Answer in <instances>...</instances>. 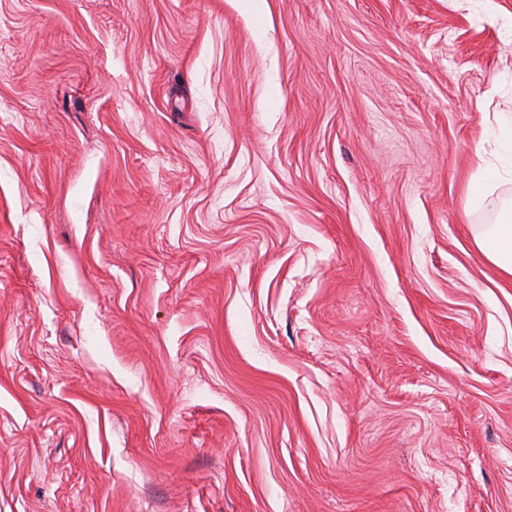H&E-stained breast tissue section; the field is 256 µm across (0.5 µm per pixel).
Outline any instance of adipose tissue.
Returning <instances> with one entry per match:
<instances>
[{
  "mask_svg": "<svg viewBox=\"0 0 512 512\" xmlns=\"http://www.w3.org/2000/svg\"><path fill=\"white\" fill-rule=\"evenodd\" d=\"M499 138L505 150L500 166L472 180L467 187V197L474 205L494 208L495 222L478 238L477 245L505 276L512 277V206L497 203L491 188L495 182L512 183V126L502 128Z\"/></svg>",
  "mask_w": 512,
  "mask_h": 512,
  "instance_id": "adipose-tissue-1",
  "label": "adipose tissue"
}]
</instances>
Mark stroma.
Segmentation results:
<instances>
[{
    "label": "stroma",
    "mask_w": 512,
    "mask_h": 512,
    "mask_svg": "<svg viewBox=\"0 0 512 512\" xmlns=\"http://www.w3.org/2000/svg\"><path fill=\"white\" fill-rule=\"evenodd\" d=\"M512 0H0V512H512ZM499 138L506 155L499 167L469 183L467 197L474 205L495 209V224L477 239V245L505 276L512 277V206L498 204L491 188L492 182L512 183V126L502 128Z\"/></svg>",
    "instance_id": "35a3bbf8"
}]
</instances>
